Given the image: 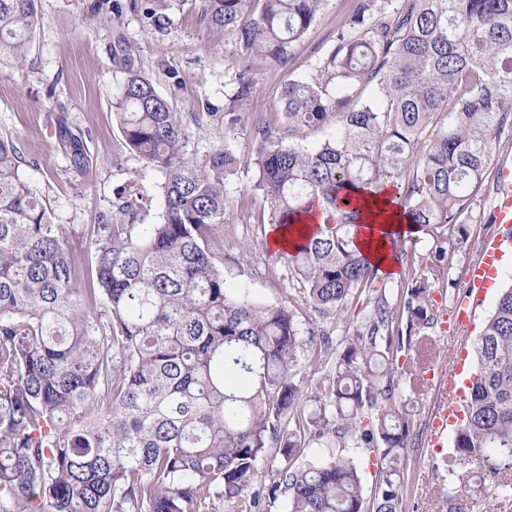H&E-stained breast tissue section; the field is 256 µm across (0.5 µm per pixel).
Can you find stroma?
Returning <instances> with one entry per match:
<instances>
[{"label": "stroma", "instance_id": "obj_1", "mask_svg": "<svg viewBox=\"0 0 512 512\" xmlns=\"http://www.w3.org/2000/svg\"><path fill=\"white\" fill-rule=\"evenodd\" d=\"M38 11L25 61L0 68V135L16 140L26 180L50 204L56 223L67 226L70 246L87 249L94 224L100 214L111 211L116 190L124 186L143 197L139 223L161 220L162 177L128 149L112 116V100L126 77L124 57H131L181 113L191 133L189 149L200 156L223 144L222 112L236 74L245 69L254 89L240 112L232 144L241 164L226 182L228 217L214 232L224 257V279L228 287L245 289L259 302L294 303L302 323L315 329L337 336L351 333L362 318L366 297L354 298L337 316L320 314L308 305L287 261L268 248L269 209L254 188L257 173L246 161L254 146L253 118L283 126L278 101L284 82L288 76L309 73L333 45L337 27L349 14L350 0H326L284 68L251 53L228 33L205 27L198 18L197 0H108L104 5L99 0H39ZM59 114L83 138L86 169L72 164L68 144L49 122ZM494 182V177H487L482 197L472 206L469 247L456 252L447 281L433 295L434 362L446 370L452 369L458 351L472 349L470 341L456 343L444 329L461 295L465 271L487 237L512 238V229L491 221ZM435 401V389L429 386L406 392L399 402L413 423L400 473L403 512H448L451 505L446 493L453 435L445 433L440 452H433L429 438ZM316 460L310 453L287 462L278 451H270L259 464L265 487L259 512H285L284 492L272 488L284 464L303 469Z\"/></svg>", "mask_w": 512, "mask_h": 512}]
</instances>
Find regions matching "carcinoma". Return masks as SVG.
<instances>
[{
    "label": "carcinoma",
    "instance_id": "cac0c4a2",
    "mask_svg": "<svg viewBox=\"0 0 512 512\" xmlns=\"http://www.w3.org/2000/svg\"><path fill=\"white\" fill-rule=\"evenodd\" d=\"M325 0H198L200 21L285 65ZM38 0H0V62L22 63ZM112 109L128 148L162 176L161 222L137 224L141 198L115 194L85 256L22 177L15 142L0 136V512H256L258 461L310 448L384 445L368 500L354 459L339 453L274 487L287 512H400L393 464L412 422L400 411L395 346L416 336L407 374L435 341L433 284L469 239L465 215L503 136L512 137V0H351L336 42L280 98L288 135L252 124L248 162L271 221L295 237L285 252L311 308L340 311L356 295L368 310L340 339L333 372L303 397L291 380L301 348L296 308L226 286L213 231L226 216V181L240 164L230 141L251 97L236 74L224 145L202 158L153 83L125 59ZM321 132L312 143L286 141ZM72 162L82 137L59 127ZM393 190L415 233L391 241L422 270L396 298L356 243V195ZM326 216L309 230L305 214ZM477 370L454 428L450 474L460 487L512 499V285L501 289L474 340Z\"/></svg>",
    "mask_w": 512,
    "mask_h": 512
}]
</instances>
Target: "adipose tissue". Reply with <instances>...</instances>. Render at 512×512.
<instances>
[{
    "label": "adipose tissue",
    "instance_id": "obj_1",
    "mask_svg": "<svg viewBox=\"0 0 512 512\" xmlns=\"http://www.w3.org/2000/svg\"><path fill=\"white\" fill-rule=\"evenodd\" d=\"M363 221L366 225L358 239L360 248L373 263L388 274H396L397 264L389 253L387 235L408 236L413 226L404 211L392 204L387 195H361Z\"/></svg>",
    "mask_w": 512,
    "mask_h": 512
}]
</instances>
